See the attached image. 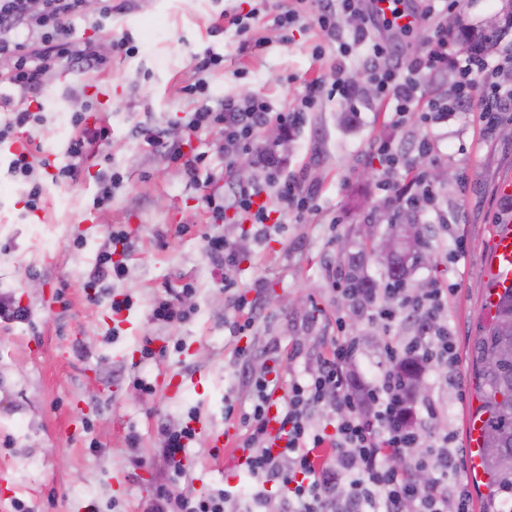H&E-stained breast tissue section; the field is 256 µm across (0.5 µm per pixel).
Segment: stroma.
I'll list each match as a JSON object with an SVG mask.
<instances>
[{
    "instance_id": "obj_1",
    "label": "stroma",
    "mask_w": 512,
    "mask_h": 512,
    "mask_svg": "<svg viewBox=\"0 0 512 512\" xmlns=\"http://www.w3.org/2000/svg\"><path fill=\"white\" fill-rule=\"evenodd\" d=\"M251 2L133 0L132 8L113 12L101 28L89 17L76 20L77 34L103 42L131 32L139 52L114 59L103 71L56 74L41 98L44 121L31 130V149L40 157L53 154L56 166L69 164L68 118L85 107L110 129L109 139L79 161L76 179L58 183L43 172V200L33 213L24 207L27 185L10 175L9 157L0 156V291L13 293L31 311L28 320L0 322V471L7 473L0 482V512H13L15 499L30 512H143L156 487L171 478L158 453L163 427L192 414L215 427H234L238 418L228 408L250 406L252 387L238 347H249L254 371L276 366L286 382L306 377L316 359L349 333L359 338L360 378L370 381L385 369V344L401 343L412 326L372 325L358 317L339 332L336 318L345 308L334 280L339 254L359 249V226L383 224L395 196L411 189L406 167H398L389 191L371 175L379 166L377 147L391 132L406 145L430 140L431 152L418 159L417 170L452 174L440 186L437 214L421 218L432 227L435 261L417 267L409 286L421 290L436 280L449 290L443 317L454 336L461 388L450 389L435 371L424 382L438 411L436 426L452 432L458 446L466 444V426L478 405L471 372L474 341L485 321L484 254L495 224L512 219V200L500 193L502 183L512 181V136L504 134L512 120H501L489 137L474 111L431 126L408 115L396 126L393 101L367 96L356 85L352 104L321 97L285 143L256 133L248 153L253 168L240 175L224 164L223 127L190 136L183 126L196 107L183 92L195 79L194 55L210 49L224 57L206 75L213 95H259L277 109L296 105L314 79L329 82L339 72L364 77L369 70L364 49L341 56L312 18L285 32L276 29L271 18L277 0H269V19L255 29L260 48L241 49L234 31L212 32L222 10L245 11ZM320 43L325 52L317 57L313 49ZM351 105L357 112L340 127L337 117ZM148 131L160 134V143H147ZM175 142L185 155L204 154L197 178L186 176L173 158ZM104 170L119 172L122 181L111 203L96 211L97 175ZM288 177L312 190L316 209L301 218L269 194L268 208L280 222L267 241H252L244 215L213 223L204 202L209 193ZM357 193L366 200L354 209L350 201ZM91 210L96 223H82ZM115 227L132 243L128 272L121 280L104 279L93 300L85 283ZM212 235L224 236L240 252L232 290H225L220 265L206 251ZM457 239L464 252H454ZM187 283L194 291L181 306L189 317L152 320L153 302L177 296ZM232 291L264 301L241 336L230 332L237 319L227 301ZM118 293L133 304L116 315L110 297ZM60 294L67 307L57 303ZM146 344L155 359H142ZM136 375L152 383V392L133 385ZM192 375L201 378L197 387L171 391V382ZM132 432L140 437L134 453L127 445ZM232 453L199 437L188 450L179 487L195 494L229 488L233 512H255V485L228 468Z\"/></svg>"
}]
</instances>
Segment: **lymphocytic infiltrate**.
<instances>
[{
  "mask_svg": "<svg viewBox=\"0 0 512 512\" xmlns=\"http://www.w3.org/2000/svg\"><path fill=\"white\" fill-rule=\"evenodd\" d=\"M374 0H319L315 19L327 40L336 43L340 53L351 45L365 48L372 63L370 80L378 95L396 102L395 113L403 117L411 112L432 80L437 64L448 59V21L459 13V0H429L422 20L432 22L433 38L438 46L429 56L410 57L393 68H380V59L398 55V45L370 36L369 27L384 21L397 25L405 12L404 0H391V16L380 19ZM86 0H0V108L8 115L0 121V141L26 133L40 123L35 109L44 90V79L63 69H106L112 57L131 56L138 47L131 33L113 35L111 53L99 54L94 43L76 37L72 23L84 16ZM350 13L366 16L352 37H344L337 26V16ZM213 51L197 56L194 83L190 95L199 97V107L189 117L186 127L198 132L213 125L224 128V150L233 153L251 149L257 128L274 122L290 128L302 121L322 96L350 100L351 88L343 74L332 83L313 82L299 105L274 109L265 98L214 97L209 95L205 73L221 63ZM458 80L450 103L429 104L422 114L427 124L445 122L448 115L479 105L486 129H494L499 116L512 112V88L493 79L484 61L471 59L457 69ZM87 121L83 111L72 113L69 122L79 128V135L67 143L70 165L59 169L56 178H74V162L83 158L94 142L105 140L108 130L82 133ZM264 189L259 185L236 188L232 198L208 195L206 205L215 222H222L227 211L249 214L254 235H268L269 212L261 202ZM112 248L103 252L89 279L99 282L106 276L123 279L127 267L123 261L129 250L127 233L111 229ZM345 299L355 311L387 320L400 319L416 324L417 329L401 348L387 347L391 360L416 358L427 365L451 368L455 365L454 343L447 325L438 321L447 301V292L431 284L420 296L402 288H386L381 294H366L358 288H343ZM358 352L355 338L345 337L333 352L322 358L308 378L289 381L278 405L277 420L285 445L273 451L267 432L270 409L268 397L277 378L261 373L252 378L253 401L249 411L240 415L245 430L241 447L247 451V474L256 481L257 504L277 497L278 512H470L467 486L457 477V459L449 432L440 431L423 439V417H436L433 406L414 409L407 400L404 382L390 370L384 371L368 387L367 398H359L345 365L354 362ZM329 407L338 414L333 433L315 429L310 414ZM425 468L432 474L427 484L416 483L414 473ZM227 491L199 497L187 496L164 486L155 491L144 512H225Z\"/></svg>",
  "mask_w": 512,
  "mask_h": 512,
  "instance_id": "f902f5d3",
  "label": "lymphocytic infiltrate"
}]
</instances>
